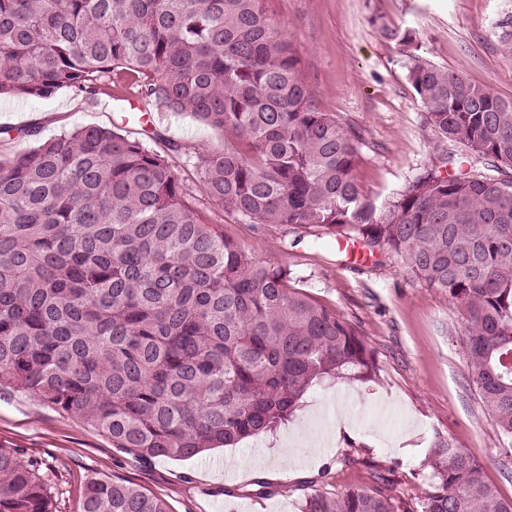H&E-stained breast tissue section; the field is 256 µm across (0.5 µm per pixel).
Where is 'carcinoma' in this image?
I'll list each match as a JSON object with an SVG mask.
<instances>
[{"label":"carcinoma","instance_id":"carcinoma-1","mask_svg":"<svg viewBox=\"0 0 512 512\" xmlns=\"http://www.w3.org/2000/svg\"><path fill=\"white\" fill-rule=\"evenodd\" d=\"M454 157L394 197L364 195L359 136L320 111L264 0H0V95L95 100L127 83L161 112L224 133L188 188L142 141L85 126L0 158V387L77 417L142 460L270 433L313 386L367 381L360 327L289 285L206 216L324 229L400 259L448 294L469 374L512 474V99L415 53L418 33L372 19ZM455 150H448V146ZM417 501L381 487L316 490L304 512H512L478 459L436 435ZM0 512H61L35 460L0 448ZM82 512H169L128 481L91 480Z\"/></svg>","mask_w":512,"mask_h":512}]
</instances>
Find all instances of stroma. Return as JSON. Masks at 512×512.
<instances>
[{"label": "stroma", "mask_w": 512, "mask_h": 512, "mask_svg": "<svg viewBox=\"0 0 512 512\" xmlns=\"http://www.w3.org/2000/svg\"><path fill=\"white\" fill-rule=\"evenodd\" d=\"M302 63L319 110L360 137L356 176L366 195L385 199L436 161L435 133L406 78L404 55L369 19L414 28L418 53L467 81L512 98L505 52L512 0H266ZM135 94L104 83L96 103L63 88L46 99L0 97V158L87 125L144 141L166 154L196 187L197 153L222 150L218 130L189 115L156 112L133 119ZM226 237L256 257L287 267L291 284L356 321L376 351L374 381L311 389L274 432L231 448L146 463L76 417L37 398L0 389V448L56 472L62 512H81L89 480H126L162 496L170 512H302L312 490L372 486L371 470L403 499L428 488L425 461L435 435L452 437L483 465V477L512 498L498 465L500 442L469 377L463 323L444 292L427 287L400 260L368 250L344 254L335 236L240 224L210 207ZM355 464H347V457Z\"/></svg>", "instance_id": "obj_1"}]
</instances>
